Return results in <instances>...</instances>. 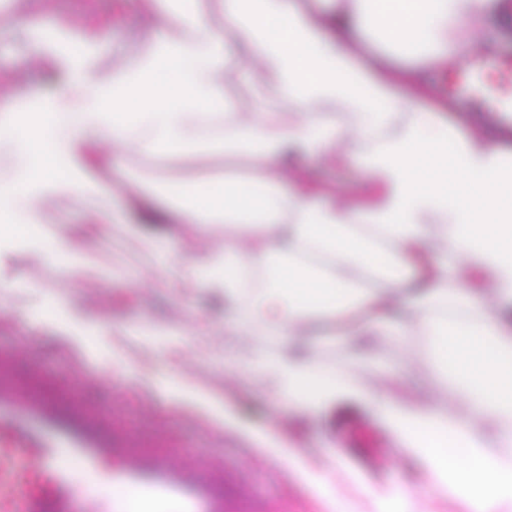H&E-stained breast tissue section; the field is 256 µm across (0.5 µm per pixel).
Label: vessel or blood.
<instances>
[{
    "label": "vessel or blood",
    "instance_id": "obj_1",
    "mask_svg": "<svg viewBox=\"0 0 512 512\" xmlns=\"http://www.w3.org/2000/svg\"><path fill=\"white\" fill-rule=\"evenodd\" d=\"M460 65L451 93L512 125V97ZM0 512H272L223 463L141 437L112 415L53 390L23 356L0 349Z\"/></svg>",
    "mask_w": 512,
    "mask_h": 512
}]
</instances>
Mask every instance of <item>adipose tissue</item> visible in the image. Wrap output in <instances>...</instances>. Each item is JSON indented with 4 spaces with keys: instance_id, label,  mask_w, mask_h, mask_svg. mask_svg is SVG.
Here are the masks:
<instances>
[{
    "instance_id": "obj_1",
    "label": "adipose tissue",
    "mask_w": 512,
    "mask_h": 512,
    "mask_svg": "<svg viewBox=\"0 0 512 512\" xmlns=\"http://www.w3.org/2000/svg\"><path fill=\"white\" fill-rule=\"evenodd\" d=\"M157 30H132L125 65H76L71 53L31 40L32 54L63 72L53 98L0 105V157L21 178L0 180V252L67 251L68 235L44 245L48 197L95 204L102 186L88 150L107 139L154 155L211 151L257 158L289 187L257 179L165 193L168 224H237L258 246L198 260L187 287L220 288L236 326L262 338L315 321L336 328L341 361L328 383L312 361L274 367L288 405L326 417L345 404L368 409L402 454L432 475L437 494L463 512H512V135L468 137L447 151L430 136L434 113L400 92L425 94L418 65L447 66L477 50L467 32L512 18V0H348L325 14L307 0H150ZM287 28H279L280 19ZM376 53L361 57L366 44ZM255 59L250 111L225 90L243 79L230 59ZM374 192L342 205H315L299 154L333 153L345 133ZM430 251L423 290L405 275L413 248ZM260 277L256 293L245 283ZM436 337L449 394L447 415L386 395L355 374L356 338L405 343L411 331ZM336 512H425L414 491L391 492L358 475L317 478Z\"/></svg>"
}]
</instances>
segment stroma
<instances>
[{
  "label": "stroma",
  "instance_id": "1",
  "mask_svg": "<svg viewBox=\"0 0 512 512\" xmlns=\"http://www.w3.org/2000/svg\"><path fill=\"white\" fill-rule=\"evenodd\" d=\"M25 17L32 27L64 30L79 48L101 44L116 62L132 50L131 30L155 23L142 0H31ZM46 72L42 61L23 51L18 32L0 26V100L23 86L48 94ZM457 107L456 113L439 117L441 127L451 131L444 139L450 147L456 136L480 134L489 125L475 105L461 101ZM95 152L105 162L108 181L127 186L114 199L123 213L148 196L140 177L245 187L255 169L249 159L206 152L136 159L112 142L99 144ZM302 170L312 184L334 187L340 203L367 191L358 161L342 152L304 158ZM49 210L60 214L75 250L90 254L94 262L72 270L31 254H11L0 269V282L7 286L0 293V345L22 348L57 386L77 389L139 432L197 459L224 462L256 494L289 512L327 510L316 484L300 478L287 461L266 454L249 433L272 428L303 448L334 442L341 449L342 467L388 488H423V470L398 451L374 415L341 412L329 422L289 409L270 371L254 359L253 337L233 325L223 296L211 288L184 287L183 272L199 258L229 244L250 248L252 238L229 224L201 230L169 224L161 229L169 237V254L162 259L100 223L92 207L55 201ZM65 316L83 322L79 343L59 335L58 322ZM157 325L170 332L161 347L145 340ZM435 347V337L416 336L410 346L377 349L376 363L363 374L388 395L456 413L460 403L437 373ZM185 382L226 405L240 434L207 424L205 410L182 402Z\"/></svg>",
  "mask_w": 512,
  "mask_h": 512
}]
</instances>
